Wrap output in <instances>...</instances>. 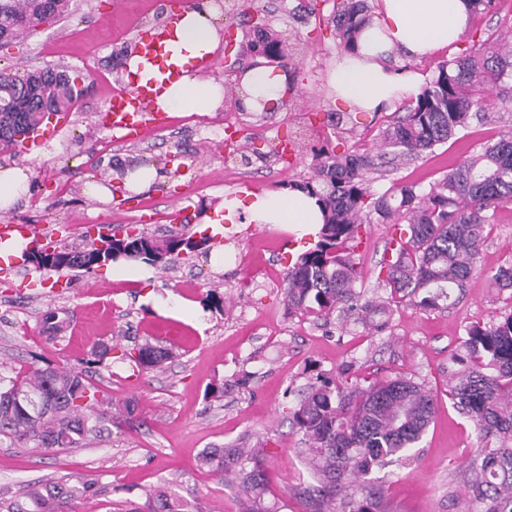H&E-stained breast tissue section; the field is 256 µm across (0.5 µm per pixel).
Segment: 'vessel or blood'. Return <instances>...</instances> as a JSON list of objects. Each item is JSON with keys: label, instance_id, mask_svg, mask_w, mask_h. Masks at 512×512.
Here are the masks:
<instances>
[{"label": "vessel or blood", "instance_id": "obj_1", "mask_svg": "<svg viewBox=\"0 0 512 512\" xmlns=\"http://www.w3.org/2000/svg\"><path fill=\"white\" fill-rule=\"evenodd\" d=\"M172 25L141 30L138 34V55L159 68L158 76L143 78L131 73L123 88L113 92L105 107L98 113V123L104 129L120 133L122 139L135 141L153 128L168 125L170 117L156 106V97L165 85L180 79L181 67L172 60L168 44L172 38ZM56 123H43L36 127L23 142L20 151L37 154L55 133Z\"/></svg>", "mask_w": 512, "mask_h": 512}]
</instances>
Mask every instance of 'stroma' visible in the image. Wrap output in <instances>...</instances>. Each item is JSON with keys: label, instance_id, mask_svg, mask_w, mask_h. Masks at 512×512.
Listing matches in <instances>:
<instances>
[{"label": "stroma", "instance_id": "obj_1", "mask_svg": "<svg viewBox=\"0 0 512 512\" xmlns=\"http://www.w3.org/2000/svg\"><path fill=\"white\" fill-rule=\"evenodd\" d=\"M165 0H72L70 14L0 48V68H58L85 75V90L68 119L49 138L41 158L0 153V166L34 171L29 192L5 213L14 224L38 228L32 250L95 239L99 225H129L159 237L167 231L207 238L205 252L183 256L168 272L131 277L127 263L59 273L20 260L0 274V375L14 376L32 359L70 367L89 366L94 384L116 402L133 400L132 416L114 415L104 435L80 448L38 451L0 441V503L22 499L34 483L91 484L95 494L72 501L73 512H129L147 490L167 484L204 512H239L237 489L199 466L202 450L223 445L264 444L266 499L278 512H312L308 493L315 486L301 454V435L292 422L299 393L317 373L347 371L361 382L398 375L424 383L437 401L419 448L405 465L372 469L345 481L346 494L366 498L381 490L373 512H476L470 463L481 447H496L495 436L478 439L471 423L448 397V364L472 323L490 324L512 309V289L497 288L496 268L512 263V203L500 207L486 225L478 269L460 301L450 308L395 306L387 327L377 332L357 321L341 326L339 315L324 321L288 316L283 288L288 267L314 245L313 238L270 224H212L226 198L279 193L307 181L311 158L326 136L328 113L339 111L329 84L337 40L320 16L333 0H319L318 16L302 20L298 7L309 0H253L252 11L274 33L300 36L296 88L279 110L254 118L237 114L233 142L242 154L228 155L216 130L223 112H178L171 126L135 143L100 129L96 110L119 89L127 55L138 29L164 25ZM232 42L214 52L207 81L235 94L243 55L242 0H217ZM495 14H478L451 49L422 60L399 59L395 68L428 80L436 62L480 44L498 30ZM512 136V104L496 102L490 117L473 120L465 133L422 157L395 163L373 184L377 192L415 185L429 188L482 147ZM291 143L288 160L274 156L275 145ZM153 166L162 174L137 194L120 184L119 168ZM97 180L112 188L104 204L87 197L84 184ZM392 237L390 225L361 229L356 261L363 298L387 299L379 285V263ZM223 251L224 265L210 256ZM67 316L63 339L48 338L42 321L49 311ZM154 338L173 357L163 370L133 372L109 358L91 361L102 342L131 348ZM249 374L248 386L208 403L205 387Z\"/></svg>", "mask_w": 512, "mask_h": 512}]
</instances>
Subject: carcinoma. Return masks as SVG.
Returning a JSON list of instances; mask_svg holds the SVG:
<instances>
[{
    "label": "carcinoma",
    "instance_id": "obj_1",
    "mask_svg": "<svg viewBox=\"0 0 512 512\" xmlns=\"http://www.w3.org/2000/svg\"><path fill=\"white\" fill-rule=\"evenodd\" d=\"M71 0H0V47L59 21ZM325 20L336 27L337 47L349 52L372 21L364 0L336 5ZM247 50L270 65L290 70L289 45L266 27H251ZM84 76L67 70L35 69L25 74L0 71V152L16 151L38 124L71 111L84 91ZM498 91L512 100V25L475 50H464L435 65L432 77L406 112L379 130L377 145L361 153L336 152L327 143L312 157V175L298 186L321 205L323 224L314 247L300 254L285 275L288 314L328 317L338 308L352 310L362 296L355 249L363 219L375 216L393 225L388 254L380 262L378 280L390 292L423 308H449L477 271L485 226L499 205L512 202V137L483 148L463 160L429 189L402 186L381 194L371 189L374 174L389 158L413 160L448 142L484 118L485 93ZM353 122L346 112L327 114L326 126L340 138ZM183 233L156 239L144 232L126 234L100 248L78 244L60 249L52 261L39 252L29 259L39 268L92 269L99 262L142 261L163 270L184 253L202 248ZM64 319L55 311L45 317L43 331L56 339ZM169 349L145 342L134 354L123 353L142 371L160 369ZM448 398L481 435L494 433L501 443L483 448L472 463V492L480 512H512V311L495 323L466 329L462 350L448 368ZM100 390L83 370L29 365L9 382L0 376V438L39 449L78 448L104 433L102 422L112 411L100 409ZM434 396L412 378L376 380L367 385L345 377L319 376L301 394L293 419L306 445L313 475L314 512H371L364 504L336 508L337 488L348 476L373 468L402 464L419 444L433 418ZM264 451L261 448L205 449L201 464L222 476L234 475L243 512H272L264 502ZM94 495L85 483L49 484L32 489L25 500L5 512H69V503ZM129 512H202L161 486L147 497L145 508Z\"/></svg>",
    "mask_w": 512,
    "mask_h": 512
}]
</instances>
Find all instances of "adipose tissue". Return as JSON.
I'll return each mask as SVG.
<instances>
[{
	"label": "adipose tissue",
	"instance_id": "ef3b65f1",
	"mask_svg": "<svg viewBox=\"0 0 512 512\" xmlns=\"http://www.w3.org/2000/svg\"><path fill=\"white\" fill-rule=\"evenodd\" d=\"M472 0H381L355 53L336 57L329 76L335 99L358 111L373 113L418 94L415 75L392 69L391 59L419 60L456 42L464 32ZM222 13L213 0H194L174 28L170 47L183 69L181 78L159 95L156 105L166 112L207 114L224 105L221 83L200 81L192 64L216 49L223 39ZM246 91L277 108L285 91L283 73L268 66L249 70L241 80ZM228 211L244 209L254 224H289L299 234L315 232L323 221L315 199L302 191L256 196L248 205L232 199Z\"/></svg>",
	"mask_w": 512,
	"mask_h": 512
}]
</instances>
